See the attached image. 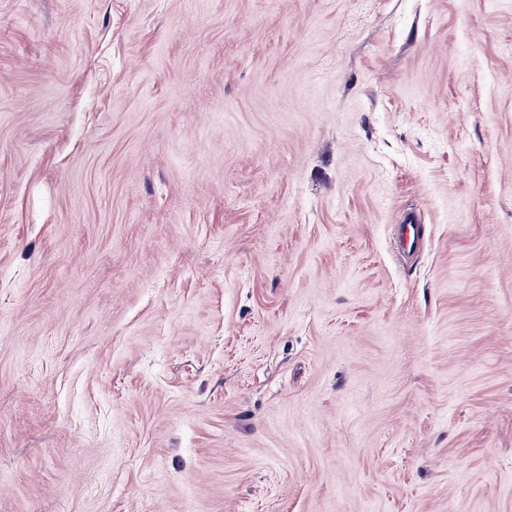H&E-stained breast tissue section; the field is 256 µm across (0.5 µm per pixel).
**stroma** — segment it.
<instances>
[{"instance_id": "1", "label": "stroma", "mask_w": 512, "mask_h": 512, "mask_svg": "<svg viewBox=\"0 0 512 512\" xmlns=\"http://www.w3.org/2000/svg\"><path fill=\"white\" fill-rule=\"evenodd\" d=\"M0 512H512V0H0Z\"/></svg>"}]
</instances>
